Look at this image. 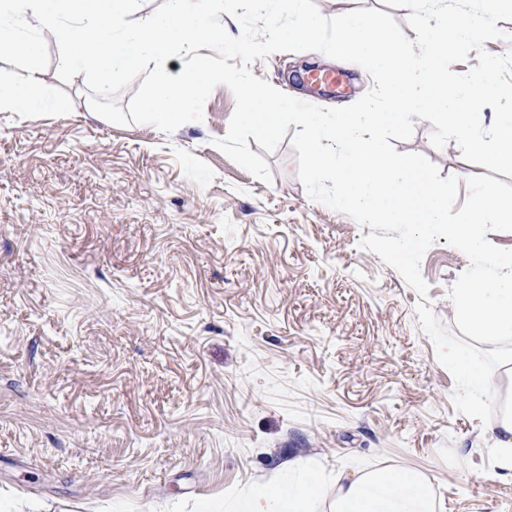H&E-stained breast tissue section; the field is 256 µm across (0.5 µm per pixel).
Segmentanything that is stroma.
<instances>
[{
	"instance_id": "stroma-1",
	"label": "stroma",
	"mask_w": 512,
	"mask_h": 512,
	"mask_svg": "<svg viewBox=\"0 0 512 512\" xmlns=\"http://www.w3.org/2000/svg\"><path fill=\"white\" fill-rule=\"evenodd\" d=\"M43 48L33 111L0 112V497L47 512H193L288 457L339 472H419L439 512H512L491 436L415 312L417 292L360 242L369 226L311 200L292 134L264 183L215 147L235 110L216 86L172 132L140 112L131 73L91 112L83 77ZM345 73L317 89L308 64ZM257 78L345 107L372 86L350 64L281 52ZM432 124L395 141L441 177L486 174L438 150ZM466 255L438 238L420 271L459 335L449 289Z\"/></svg>"
}]
</instances>
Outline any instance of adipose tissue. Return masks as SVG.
Here are the masks:
<instances>
[{
	"label": "adipose tissue",
	"mask_w": 512,
	"mask_h": 512,
	"mask_svg": "<svg viewBox=\"0 0 512 512\" xmlns=\"http://www.w3.org/2000/svg\"><path fill=\"white\" fill-rule=\"evenodd\" d=\"M143 0H0V58L13 61L16 74L0 77V112H27L44 90V43L59 46L56 66L80 73L94 99L111 97L131 71L151 69L154 81L140 118L176 131L186 126L194 92L207 71L209 53L224 43L223 0H164L161 10L142 16ZM193 68L175 71L178 59ZM496 442L502 477L512 478V399L498 405L487 424ZM329 477L312 474L302 461L284 462L224 505L202 498L196 512H436L428 480L410 472L356 468L337 479L324 500Z\"/></svg>",
	"instance_id": "obj_1"
}]
</instances>
